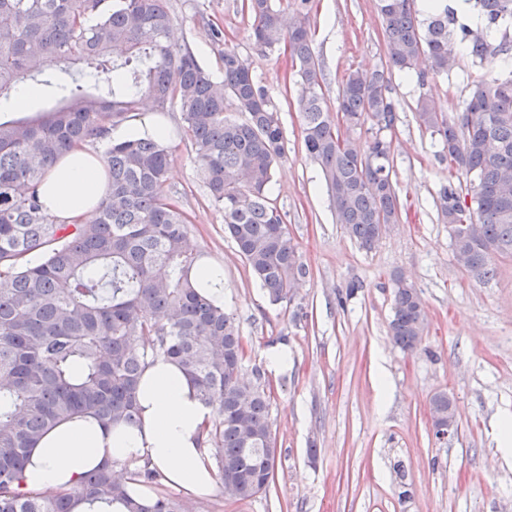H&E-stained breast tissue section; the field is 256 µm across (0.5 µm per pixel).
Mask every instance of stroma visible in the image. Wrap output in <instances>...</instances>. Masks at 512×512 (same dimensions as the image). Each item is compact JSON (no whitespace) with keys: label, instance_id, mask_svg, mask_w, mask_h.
I'll return each mask as SVG.
<instances>
[{"label":"stroma","instance_id":"obj_1","mask_svg":"<svg viewBox=\"0 0 512 512\" xmlns=\"http://www.w3.org/2000/svg\"><path fill=\"white\" fill-rule=\"evenodd\" d=\"M168 5L180 44L209 73L221 75V52L232 45L277 104L286 157L269 196L307 268L291 302L270 304L225 235L189 144L173 137L167 188L191 220L194 243L224 267V308L245 339L246 374L261 373L272 387L279 448L266 493L235 501L218 491L205 497L207 512H512V456L500 437L501 421L512 418V257L497 259L489 281L457 261L435 201L442 184L462 193L469 184L416 120L423 95L460 115L486 66L461 55L447 77L392 72L396 119L387 136L400 216L366 251L337 224L321 169L306 156L288 56L256 48L242 0ZM310 22L332 113L348 72L386 67L378 0H313ZM215 27L224 43L213 41ZM397 272L426 309L425 338L413 352L388 335ZM282 349L288 365L272 369L268 358ZM441 391L458 422L445 445L434 441L430 418Z\"/></svg>","mask_w":512,"mask_h":512}]
</instances>
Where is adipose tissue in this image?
I'll return each instance as SVG.
<instances>
[{"instance_id": "obj_1", "label": "adipose tissue", "mask_w": 512, "mask_h": 512, "mask_svg": "<svg viewBox=\"0 0 512 512\" xmlns=\"http://www.w3.org/2000/svg\"><path fill=\"white\" fill-rule=\"evenodd\" d=\"M108 192L102 151L84 145L61 156L42 182L48 214L68 224L91 221ZM137 406L139 420L132 426L106 424L91 413L57 424L31 450L18 492L71 494L88 471L107 463L129 472L155 469L163 485L190 495L216 490L204 443L213 410L187 376L167 359L154 360L138 384Z\"/></svg>"}]
</instances>
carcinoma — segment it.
I'll return each instance as SVG.
<instances>
[{
    "label": "carcinoma",
    "instance_id": "cac0c4a2",
    "mask_svg": "<svg viewBox=\"0 0 512 512\" xmlns=\"http://www.w3.org/2000/svg\"><path fill=\"white\" fill-rule=\"evenodd\" d=\"M474 2L480 24L458 22L448 0H378L387 70L349 73L325 112L323 68L315 51L311 0H287L292 23L275 0H243L251 36L262 51L289 52L298 76V107L307 157L323 173L336 223L369 250L399 203L391 178L395 108L388 74L419 62L447 76L455 49L493 64L512 47V0ZM168 0H0V100L21 84L52 89L45 115L0 121V512H72V499L43 492L20 496L30 448L54 425L84 411L114 423L138 421L137 385L158 357L174 362L214 410L206 444L219 483L232 476L236 497L267 491L276 469L271 392L242 373L246 351L233 314L195 284L204 254L190 245L189 220L166 190L168 138L117 140L107 148L110 191L86 224H61L43 210L39 187L66 151L105 135L144 111L180 112L181 132L199 176L224 213L236 244L269 302H291L307 270L284 216L269 198L285 157L279 112L256 81L250 60L224 45L223 75L214 77L177 44ZM112 73V82L100 74ZM232 103L236 119L226 112ZM419 126L439 136L440 156L470 182L466 200L451 184L436 210L455 224L453 251L479 279L495 275V257L512 256V72L474 85L460 122L428 97L417 101ZM372 122L367 152L341 132ZM42 255L32 267L27 257ZM388 335L401 350L422 343L426 323L418 290L399 273ZM453 399H431L448 421ZM160 483L144 469L126 479L105 465L88 473L77 498L118 504L122 512H200L192 499L162 491L146 506L127 480Z\"/></svg>",
    "mask_w": 512,
    "mask_h": 512
}]
</instances>
